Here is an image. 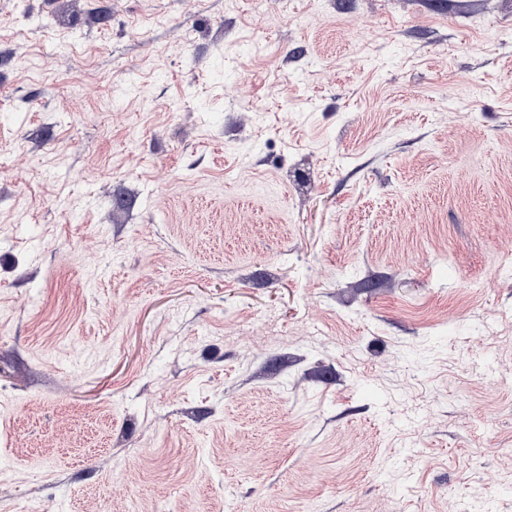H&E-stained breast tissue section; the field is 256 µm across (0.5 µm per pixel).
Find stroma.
<instances>
[{"mask_svg":"<svg viewBox=\"0 0 512 512\" xmlns=\"http://www.w3.org/2000/svg\"><path fill=\"white\" fill-rule=\"evenodd\" d=\"M60 2L0 0V512H512V0Z\"/></svg>","mask_w":512,"mask_h":512,"instance_id":"35a3bbf8","label":"stroma"}]
</instances>
